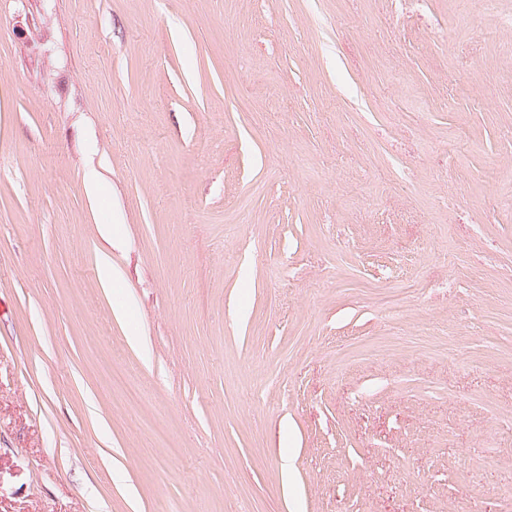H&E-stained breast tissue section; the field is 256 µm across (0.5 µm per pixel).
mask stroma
Returning <instances> with one entry per match:
<instances>
[{
  "label": "stroma",
  "instance_id": "obj_1",
  "mask_svg": "<svg viewBox=\"0 0 512 512\" xmlns=\"http://www.w3.org/2000/svg\"><path fill=\"white\" fill-rule=\"evenodd\" d=\"M511 443L512 0H0V512H512Z\"/></svg>",
  "mask_w": 512,
  "mask_h": 512
}]
</instances>
